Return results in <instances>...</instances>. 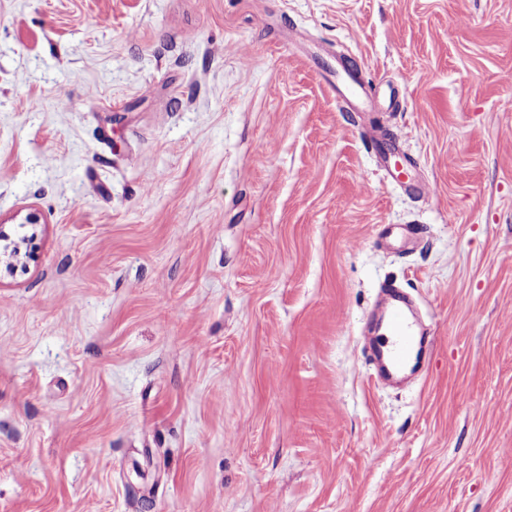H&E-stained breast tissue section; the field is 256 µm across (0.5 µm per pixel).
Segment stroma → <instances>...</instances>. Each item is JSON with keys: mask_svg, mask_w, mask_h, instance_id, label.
<instances>
[{"mask_svg": "<svg viewBox=\"0 0 512 512\" xmlns=\"http://www.w3.org/2000/svg\"><path fill=\"white\" fill-rule=\"evenodd\" d=\"M0 230V512H512V0H0ZM390 288L369 364L379 381L397 383L426 369L429 359L424 354L426 333L410 315L406 301Z\"/></svg>", "mask_w": 512, "mask_h": 512, "instance_id": "obj_1", "label": "stroma"}]
</instances>
